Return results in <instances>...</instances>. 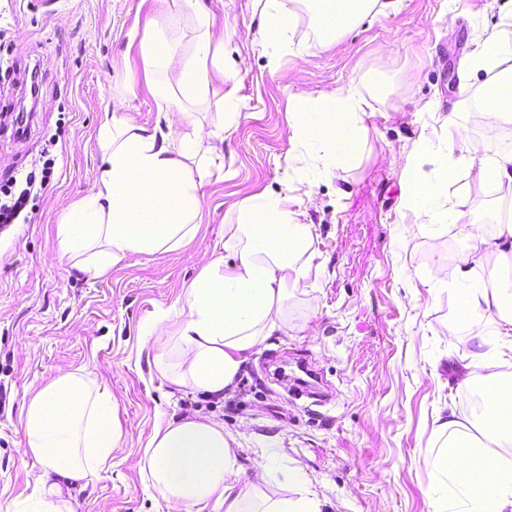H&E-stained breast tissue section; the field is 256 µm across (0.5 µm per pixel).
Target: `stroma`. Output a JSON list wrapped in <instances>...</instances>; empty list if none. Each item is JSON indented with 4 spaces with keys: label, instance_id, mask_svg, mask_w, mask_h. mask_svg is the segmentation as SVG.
<instances>
[{
    "label": "stroma",
    "instance_id": "stroma-1",
    "mask_svg": "<svg viewBox=\"0 0 512 512\" xmlns=\"http://www.w3.org/2000/svg\"><path fill=\"white\" fill-rule=\"evenodd\" d=\"M503 0H400L397 10L371 12L335 43H317L311 12L292 0L294 47L271 69L251 0H198L232 37L225 67L238 73L243 107L224 142L232 176L205 178L198 189L201 224L182 251L140 255L93 278L56 259L57 225L82 199L102 165L97 130L108 112L137 124L157 123L155 99L141 76L140 41L165 10L161 0H0V40L12 72H0V180L28 168L44 139L65 127L55 181L31 223L0 233V505L28 512L39 474L22 457L25 402L61 369L84 368L112 394L125 433L112 452L109 477L74 484L73 512H180L147 483L139 462L162 419L214 414L239 434L243 475L268 449L275 469L301 466L321 512H431L444 493L439 475L420 459L436 454V418H472L480 388L457 385L477 337L494 328L479 314L460 321L457 277L467 242L443 218L414 225L405 202L408 178L429 177L443 139L426 109L456 112L484 140L488 156L505 150L512 126H484L479 104L493 74L465 81L469 61L490 33L512 38ZM393 47H386L388 37ZM363 81L372 95L358 157L342 178L322 173L314 151L293 138L289 114L296 90L331 97ZM34 111L24 136L12 111ZM397 164H390V157ZM313 185L314 204L299 221L316 228L317 256L288 301L293 316L309 315L316 332L270 336L245 363L223 400L172 391L149 364L154 337L146 325L172 308L197 275L198 259L213 250L238 205L282 182ZM512 190L487 192L463 159L439 184V209L462 212L467 224H492ZM448 282L432 285L435 264ZM313 370L324 404L291 399L288 381Z\"/></svg>",
    "mask_w": 512,
    "mask_h": 512
}]
</instances>
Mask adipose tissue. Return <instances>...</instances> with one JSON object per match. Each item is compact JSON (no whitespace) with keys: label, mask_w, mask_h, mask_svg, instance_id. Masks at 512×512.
<instances>
[{"label":"adipose tissue","mask_w":512,"mask_h":512,"mask_svg":"<svg viewBox=\"0 0 512 512\" xmlns=\"http://www.w3.org/2000/svg\"><path fill=\"white\" fill-rule=\"evenodd\" d=\"M309 9L322 43L362 21L380 0H300ZM261 13V40L271 47V67L293 52V16L284 0H253ZM178 12L153 25L140 41L144 78L158 105L154 127L110 114L98 128L103 166L90 192L57 226L58 256L77 270L100 277L140 254L165 255L185 248L201 222L197 190L210 175L232 128L224 121L205 125L189 106L212 103L216 112L236 103L234 94L211 102L213 80L233 82L224 67L229 34L197 0H178ZM187 15L190 28L179 17ZM189 40L192 50L174 61L175 46ZM471 72L494 74L499 90L512 92V44L491 35L470 60ZM293 128L299 143L320 152L327 176L343 172L359 149L364 116L371 103L360 85L337 90L323 102L297 92ZM448 147L438 154L435 176H448V152L458 150L478 181L512 186V149L487 158L484 143L454 116L443 120ZM314 192L296 197L291 186L263 191L243 201L236 223L225 225L212 252L200 258V270L184 288L177 307L148 328L158 346L155 372L173 389H192L223 397L243 364L275 331L290 328L287 302L306 279L316 257L312 227L300 223V208L313 205ZM466 314H483L496 326L495 338L478 337L477 350L458 379L460 387L483 383L494 401L482 403L478 433L456 413L438 424L443 449L431 465L458 491L460 512H512V290L470 282L471 268L488 257L512 261V224L493 228L465 224ZM23 456L34 459L40 475L28 499L33 512H72L66 492L71 484L108 473L114 448L124 433L106 387L83 368L58 371L26 402ZM243 450L237 436L216 415L159 421L147 444L142 467L156 493L167 502L213 512H320L301 467L286 480L292 497L274 498L271 464L242 477L237 464Z\"/></svg>","instance_id":"obj_1"}]
</instances>
